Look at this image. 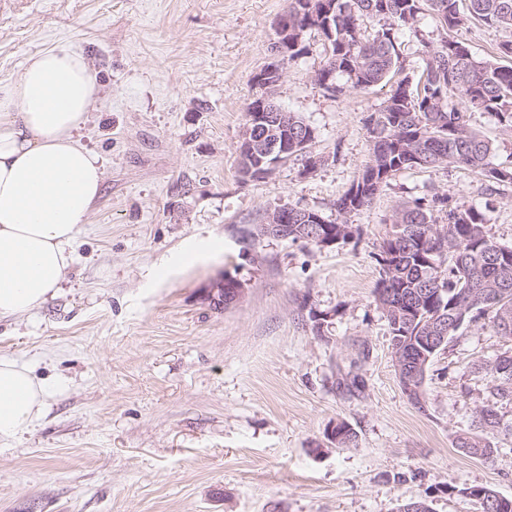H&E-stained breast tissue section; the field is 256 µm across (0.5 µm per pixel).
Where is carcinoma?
<instances>
[{
    "label": "carcinoma",
    "instance_id": "1",
    "mask_svg": "<svg viewBox=\"0 0 512 512\" xmlns=\"http://www.w3.org/2000/svg\"><path fill=\"white\" fill-rule=\"evenodd\" d=\"M303 4V14L294 25L302 29L309 15L324 16L333 33L327 64L336 77L354 89H369L389 83L402 70L396 52L395 28L415 20L428 11L443 27L453 30L467 22L512 30V0H288V13L295 4ZM377 21L381 28L372 38L360 34L361 24ZM512 58V41L498 45L487 59L473 57L468 47L454 38L436 45H425L423 71L428 73L423 90L419 82L410 89L390 92L385 106L366 119L369 138L387 139L388 150L371 149L370 162L363 173L374 171L380 185L362 199H351L350 192L336 200V211L348 214L369 206L380 187L398 172L416 168H441L459 165L477 171L497 184H512V167L493 165L495 147L470 127V113L492 112L501 121L512 124V65L501 60ZM452 92L461 100L449 105L434 99L433 92ZM281 136L279 126L256 127L252 139L261 144ZM300 138L296 148L309 167L313 156L309 148L315 130L293 113H288V137ZM481 211L466 206L446 194L434 193L404 203L396 211L391 231L384 239L378 262L381 278L375 298L391 327L393 349L403 353L408 370L425 360L412 341L421 323L439 309L434 299L444 289L442 310L448 311L446 336L457 333L453 305L471 300L464 322H487L498 334L501 310L509 307L512 319V247L507 262L498 260L494 242L485 228ZM319 224L302 219L289 231L293 241L311 242V236L323 231ZM486 374L494 384L495 395L512 401V374L497 375L490 366ZM500 427L496 411L486 407L479 412L476 431L464 432L469 442L466 453L490 458L494 448L487 435ZM462 493L481 502L482 512H512V507L493 501L495 491L487 487H468Z\"/></svg>",
    "mask_w": 512,
    "mask_h": 512
}]
</instances>
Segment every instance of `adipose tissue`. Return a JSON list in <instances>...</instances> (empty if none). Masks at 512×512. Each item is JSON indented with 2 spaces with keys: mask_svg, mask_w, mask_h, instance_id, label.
Segmentation results:
<instances>
[{
  "mask_svg": "<svg viewBox=\"0 0 512 512\" xmlns=\"http://www.w3.org/2000/svg\"><path fill=\"white\" fill-rule=\"evenodd\" d=\"M99 98L96 71L67 44L0 80V320L32 312L69 279L104 181L98 154L81 140ZM56 389L0 358V445L40 425Z\"/></svg>",
  "mask_w": 512,
  "mask_h": 512,
  "instance_id": "ef3b65f1",
  "label": "adipose tissue"
}]
</instances>
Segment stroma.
<instances>
[{"label": "stroma", "instance_id": "stroma-1", "mask_svg": "<svg viewBox=\"0 0 512 512\" xmlns=\"http://www.w3.org/2000/svg\"><path fill=\"white\" fill-rule=\"evenodd\" d=\"M288 0H0V79L71 44L97 70L102 98L84 131L104 183L79 236L74 272L33 312L0 322V357L64 381L41 424L0 446V512H481L473 486L512 498V401L481 363L512 350L483 323L433 359L424 406L403 391L391 330L375 300L379 246L403 202L433 193L475 206L512 247V185L463 166L399 172L344 217L328 247L255 238L266 211L334 203L370 157L366 117L389 87L335 96L314 79L317 33L287 64L272 100L314 128L303 171L237 168L252 77L272 59ZM447 32L430 13L396 33L406 74ZM473 129L512 166V129L472 113ZM241 282L233 306L206 293ZM492 407L484 460L456 446ZM345 423L355 446L326 431Z\"/></svg>", "mask_w": 512, "mask_h": 512}]
</instances>
